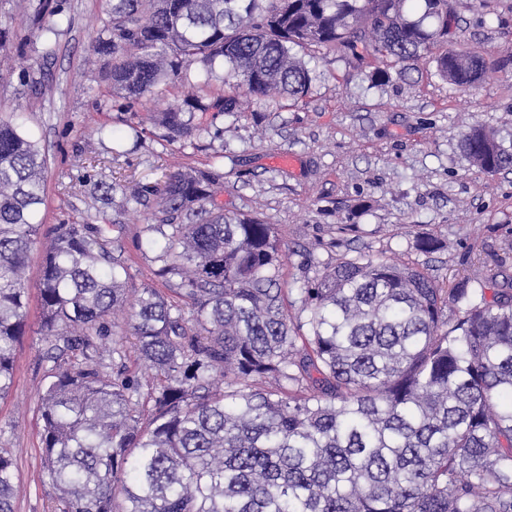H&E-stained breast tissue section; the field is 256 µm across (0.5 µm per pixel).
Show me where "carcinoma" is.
<instances>
[{
  "label": "carcinoma",
  "instance_id": "obj_1",
  "mask_svg": "<svg viewBox=\"0 0 512 512\" xmlns=\"http://www.w3.org/2000/svg\"><path fill=\"white\" fill-rule=\"evenodd\" d=\"M69 0H30L37 48L8 27L0 47L39 56L19 80L36 94L53 55L50 21ZM448 0H106L94 52L98 111L137 114L182 85L192 66L224 93L174 97L149 117L171 141L202 130L195 113L241 99L304 101L311 48L354 69L429 57L460 92L485 75L478 54L448 49ZM466 160L494 175L512 150L482 128ZM47 157L0 117V399L26 334L25 268L47 240L40 335L52 362L41 397L50 512H512V289L492 275L455 288L417 263L337 253L339 224L316 276L283 285L275 225L224 212L208 171L170 165L135 204L154 206L138 243L169 284L131 288L130 265L97 224L41 217ZM426 256L447 243L413 236ZM146 365L128 366L129 349ZM15 466L0 448V512H13Z\"/></svg>",
  "mask_w": 512,
  "mask_h": 512
}]
</instances>
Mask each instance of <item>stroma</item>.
<instances>
[{
	"label": "stroma",
	"instance_id": "35a3bbf8",
	"mask_svg": "<svg viewBox=\"0 0 512 512\" xmlns=\"http://www.w3.org/2000/svg\"><path fill=\"white\" fill-rule=\"evenodd\" d=\"M457 24L450 47L474 51L488 64L475 88L462 93L435 74L431 60L373 84L370 67L345 79L334 55L314 51L309 96L288 106L252 101L238 115H220L193 144L169 142L146 125L134 136L127 114L100 112L89 91L99 79L92 40L105 0H70L56 19L55 58L45 94H32L18 74L33 64L0 48V116L20 114L49 159L45 225L80 222L94 206L81 176L99 164L117 189L100 208L111 249L128 260L136 286L162 287L156 265L137 248L149 205L131 194L161 180L171 161L214 173L218 204L263 217L288 248L286 280L327 257L339 224L360 225L359 247L378 257L429 264L448 287L496 275L512 286V168L494 175L471 166L461 140L475 125L512 145V0H450ZM108 125L110 135L100 133ZM291 156L288 164L280 155ZM446 240L445 252L426 257L409 242L415 232ZM42 245H34L25 277L30 329L17 346L15 382L0 400V448L10 449L17 473L15 512H48L39 407L46 385L39 334Z\"/></svg>",
	"mask_w": 512,
	"mask_h": 512
}]
</instances>
